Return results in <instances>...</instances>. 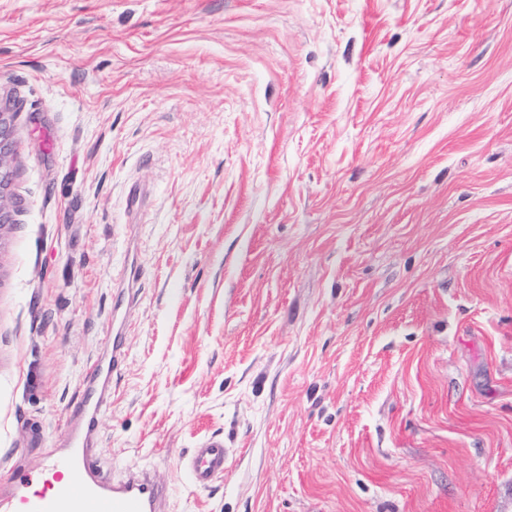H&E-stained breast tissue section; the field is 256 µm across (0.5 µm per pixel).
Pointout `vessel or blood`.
Segmentation results:
<instances>
[{
    "mask_svg": "<svg viewBox=\"0 0 512 512\" xmlns=\"http://www.w3.org/2000/svg\"><path fill=\"white\" fill-rule=\"evenodd\" d=\"M102 401L93 388H86L78 402V427L65 447L48 449L44 456L45 471L68 477V484L59 491L37 492L27 474L13 472L8 491L0 494V512H157L164 487L151 472L138 470L117 480L101 465L92 438ZM228 453L223 441H199L184 460L191 481L209 486L223 474Z\"/></svg>",
    "mask_w": 512,
    "mask_h": 512,
    "instance_id": "vessel-or-blood-1",
    "label": "vessel or blood"
}]
</instances>
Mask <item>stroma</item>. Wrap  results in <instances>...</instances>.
<instances>
[{
  "instance_id": "1",
  "label": "stroma",
  "mask_w": 512,
  "mask_h": 512,
  "mask_svg": "<svg viewBox=\"0 0 512 512\" xmlns=\"http://www.w3.org/2000/svg\"><path fill=\"white\" fill-rule=\"evenodd\" d=\"M1 99L0 475L117 335L159 512H512V0H0ZM13 112H3L0 102V248L2 239L14 224V213L17 211L18 200L9 192L13 171L10 157L15 144V129L11 116ZM229 448L224 441L207 438L197 443L192 453L184 459L191 481L197 487H207L224 473Z\"/></svg>"
}]
</instances>
